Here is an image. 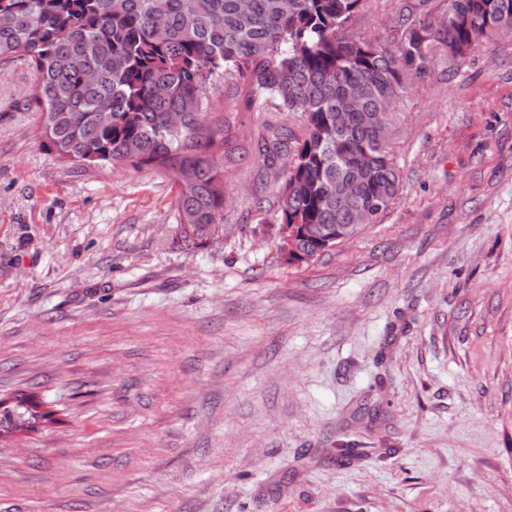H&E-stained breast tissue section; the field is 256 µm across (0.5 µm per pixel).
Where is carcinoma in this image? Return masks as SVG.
Masks as SVG:
<instances>
[{"instance_id":"1","label":"carcinoma","mask_w":512,"mask_h":512,"mask_svg":"<svg viewBox=\"0 0 512 512\" xmlns=\"http://www.w3.org/2000/svg\"><path fill=\"white\" fill-rule=\"evenodd\" d=\"M363 0H0V61H24L36 74L31 104L45 140L70 162L148 167L177 175L175 205L185 245L202 248L224 223V164L235 152L226 122L205 141L192 137L207 116V76L218 69L243 81L251 100L294 116L297 126L267 128L259 152L271 168L288 159L283 224H372L395 201L399 174L391 130L359 120L391 118L411 78L441 54L462 58L473 43L512 28V0H448V20L428 24V0L408 9L395 48L340 35ZM361 86L352 105L349 86ZM112 121L104 125L100 115ZM172 114L180 123L169 122ZM376 157L363 173L351 161ZM359 192L338 197L336 182ZM0 429L54 421L35 395Z\"/></svg>"}]
</instances>
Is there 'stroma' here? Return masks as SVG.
<instances>
[{"label":"stroma","mask_w":512,"mask_h":512,"mask_svg":"<svg viewBox=\"0 0 512 512\" xmlns=\"http://www.w3.org/2000/svg\"><path fill=\"white\" fill-rule=\"evenodd\" d=\"M34 80L0 63V400L62 423L0 443V512H512V36L412 80L395 203L302 264L257 150L286 114L210 76L236 158L189 251L170 173L40 148Z\"/></svg>","instance_id":"1"}]
</instances>
